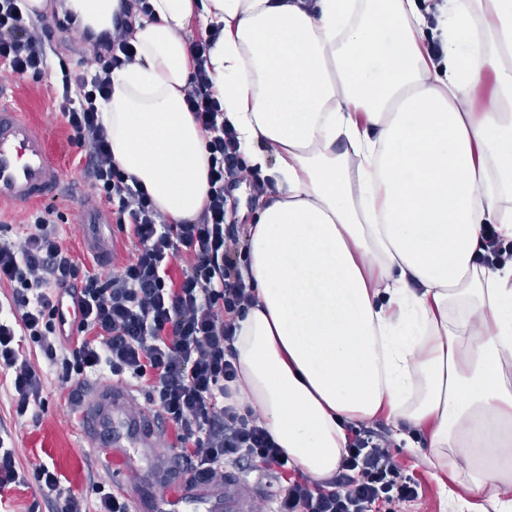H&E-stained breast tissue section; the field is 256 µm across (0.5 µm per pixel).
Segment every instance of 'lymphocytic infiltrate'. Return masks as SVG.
<instances>
[{"label":"lymphocytic infiltrate","mask_w":512,"mask_h":512,"mask_svg":"<svg viewBox=\"0 0 512 512\" xmlns=\"http://www.w3.org/2000/svg\"><path fill=\"white\" fill-rule=\"evenodd\" d=\"M149 10V0H123L112 29L93 35L55 13L30 17L23 0H0V67L50 78L71 139L84 150L90 189L132 245L126 262L100 273L101 256L87 263L63 245L56 228L60 215L50 206L29 214L19 239H0V288L11 291L9 313L0 317V369L10 377L15 412L25 415L43 402L42 373L14 345L22 335L53 362L70 398L92 374L107 371L134 381L172 427L173 447L183 460L213 474L242 463L284 480L272 512H399L417 497V488L402 477L388 441L367 425L350 427L340 469L315 482L284 460L257 414L227 401V384L237 376L234 319L254 295L238 262L240 238L228 220L226 189L243 180L262 189L266 181L245 162L206 68L220 35L216 29L187 46L185 102L209 153L202 214L170 222L113 161L99 104L111 92L113 71L136 53L134 19ZM58 30L94 40V57L82 72L53 64L49 47ZM60 290L78 296L77 336L67 335L55 305Z\"/></svg>","instance_id":"1"}]
</instances>
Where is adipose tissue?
<instances>
[{"instance_id":"adipose-tissue-1","label":"adipose tissue","mask_w":512,"mask_h":512,"mask_svg":"<svg viewBox=\"0 0 512 512\" xmlns=\"http://www.w3.org/2000/svg\"><path fill=\"white\" fill-rule=\"evenodd\" d=\"M149 2L100 106L113 160L171 222L203 211L195 19L221 29L210 76L274 190L248 228L234 389L316 480L382 417L448 473L450 507L512 512V266L476 263L484 225L512 240V0H447L433 25L417 0Z\"/></svg>"}]
</instances>
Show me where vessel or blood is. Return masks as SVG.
I'll return each mask as SVG.
<instances>
[{"mask_svg": "<svg viewBox=\"0 0 512 512\" xmlns=\"http://www.w3.org/2000/svg\"><path fill=\"white\" fill-rule=\"evenodd\" d=\"M63 151L38 112L0 94V207L55 198L65 177ZM111 223L108 211L97 208L85 229L87 250L109 252ZM134 400L132 385L100 382L84 399L79 417L86 444L128 486L132 512H253L256 484L229 469L199 476L164 446L162 416L151 409L132 412Z\"/></svg>", "mask_w": 512, "mask_h": 512, "instance_id": "vessel-or-blood-1", "label": "vessel or blood"}]
</instances>
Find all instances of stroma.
Here are the masks:
<instances>
[{
    "label": "stroma",
    "instance_id": "stroma-1",
    "mask_svg": "<svg viewBox=\"0 0 512 512\" xmlns=\"http://www.w3.org/2000/svg\"><path fill=\"white\" fill-rule=\"evenodd\" d=\"M1 90L22 97L43 113L53 133L63 139L69 137L61 115L52 108L49 79L20 77L0 68ZM79 158V148L70 146L66 153L69 180L52 205L63 217L58 224L63 244L82 258L86 255L83 225L87 221L83 204L90 198V186ZM21 348L45 376L44 401L25 416H16L9 399L10 381L0 371V435L12 439L17 461L27 478L26 484L0 491V512H64L65 497L43 491L35 477V469L41 464L53 470L62 486L69 488L84 506H93L99 484L109 482L110 477L98 456L80 437V407L70 403L67 392L59 390L48 356L26 341ZM390 454L403 476L418 490L417 498L403 504L402 512H451L440 476L427 463L423 449L392 443Z\"/></svg>",
    "mask_w": 512,
    "mask_h": 512
}]
</instances>
